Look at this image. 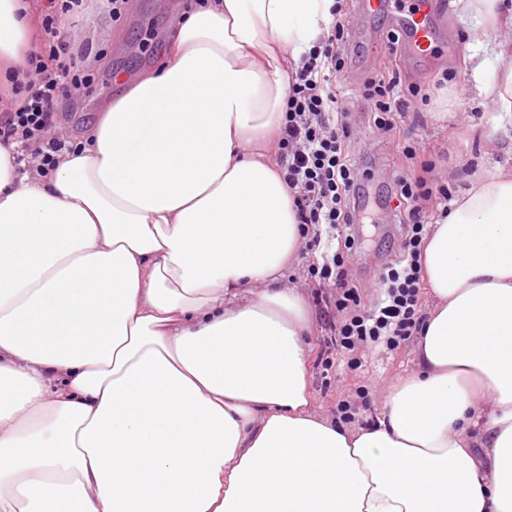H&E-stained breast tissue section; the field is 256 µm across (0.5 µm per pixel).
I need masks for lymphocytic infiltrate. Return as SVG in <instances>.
I'll list each match as a JSON object with an SVG mask.
<instances>
[{"label": "lymphocytic infiltrate", "instance_id": "1", "mask_svg": "<svg viewBox=\"0 0 512 512\" xmlns=\"http://www.w3.org/2000/svg\"><path fill=\"white\" fill-rule=\"evenodd\" d=\"M83 2L50 0L43 19L44 43L28 58L26 81L14 88V109L0 113V142L33 148L45 174L54 169L66 148L50 134L58 106L94 80L86 64L92 45L74 49L61 29L66 18L80 13ZM345 45L344 24L333 18L327 33L303 57L292 77L279 150L283 177L309 246L319 245L325 236L338 240L336 250L310 265L308 273L319 287L333 289L334 340L348 366L356 369L361 365L360 348L394 351L421 331L419 289L430 219L425 205L430 201L447 204L452 193L439 180L434 165L425 160L421 141L401 134L405 114L423 99L420 87L401 86L399 78L385 71L371 72L358 88L368 120L413 166L388 192L403 204L399 257L382 269L376 297L363 299L348 281L356 239L346 229L365 218V184L371 173L350 159L356 129L343 98L333 88L347 69Z\"/></svg>", "mask_w": 512, "mask_h": 512}]
</instances>
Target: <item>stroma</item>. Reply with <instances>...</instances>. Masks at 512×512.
I'll list each match as a JSON object with an SVG mask.
<instances>
[{
	"label": "stroma",
	"instance_id": "obj_1",
	"mask_svg": "<svg viewBox=\"0 0 512 512\" xmlns=\"http://www.w3.org/2000/svg\"><path fill=\"white\" fill-rule=\"evenodd\" d=\"M194 2L129 0L125 20L115 24L109 21L102 0H88L84 12L66 21L65 28L76 42L89 40L100 48V55L92 62L99 76L78 105L63 102L53 136L73 144L86 142L103 105L121 90L114 81L115 73H123L131 81L156 68L175 39L177 20ZM433 2L443 24L435 51L421 58L398 56L394 68L402 85L413 84L430 92V105L409 113L403 129L408 136L426 142L442 181L458 194L469 187L474 174L512 169V117H502L497 103L476 94L478 84L494 79L496 62L492 49L472 38L473 20L455 8L454 0ZM340 17L348 35L352 68L337 78L336 91L353 105L351 120L359 126L365 115L355 108L354 89L383 61L392 17H365L359 13L356 0H341ZM474 54L486 61L478 74L469 66ZM354 157L360 167L372 169L369 191L374 197L406 170L392 146L375 135L356 144ZM361 237L362 245L353 257L349 277L372 297L378 291L380 265L394 260L400 247L391 213L379 210L375 223L364 224ZM319 256V250L301 248L296 260L284 269L282 279L284 286L302 288L311 308L313 408L323 416L335 417L337 403L355 400L357 388L364 385L369 395L366 407L360 410L359 424L372 426L381 415L385 388L415 370V344L407 342L392 353L377 348L363 350L361 367L348 369L331 339L334 311L329 303L330 291L312 283L307 275L308 265ZM324 359L332 364L330 372L320 367Z\"/></svg>",
	"mask_w": 512,
	"mask_h": 512
}]
</instances>
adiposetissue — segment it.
Wrapping results in <instances>:
<instances>
[{
    "label": "adipose tissue",
    "mask_w": 512,
    "mask_h": 512,
    "mask_svg": "<svg viewBox=\"0 0 512 512\" xmlns=\"http://www.w3.org/2000/svg\"><path fill=\"white\" fill-rule=\"evenodd\" d=\"M499 48L505 0H456ZM335 0H208L50 174L0 145V512H512V174L434 224L417 372L312 409L303 233L271 155ZM40 0H0V72ZM252 292H244V285Z\"/></svg>",
    "instance_id": "1"
}]
</instances>
